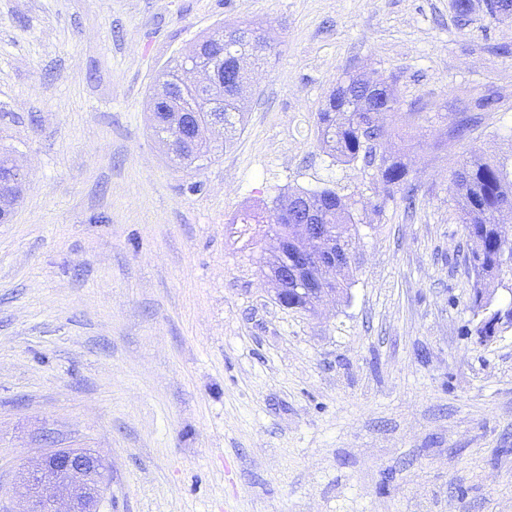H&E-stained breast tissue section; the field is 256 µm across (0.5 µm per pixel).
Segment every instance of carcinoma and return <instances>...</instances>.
<instances>
[{
    "instance_id": "carcinoma-1",
    "label": "carcinoma",
    "mask_w": 512,
    "mask_h": 512,
    "mask_svg": "<svg viewBox=\"0 0 512 512\" xmlns=\"http://www.w3.org/2000/svg\"><path fill=\"white\" fill-rule=\"evenodd\" d=\"M271 49L268 44L254 47L242 38L226 40L209 36L198 42L181 58L167 65L157 82L153 97L152 128L163 141L176 139L174 158L181 164L192 165L211 159L209 118H222L223 128L236 129L243 112L241 87L233 81L224 82V89L212 92L183 91L175 79L181 67L199 61L224 67L230 74L236 69L237 57L249 53L259 58ZM400 104L396 90L387 83H378L358 74H343L323 107L316 113L315 133L320 148L335 162L349 165L361 163L363 169L387 186L409 183V171L400 158L375 151L389 138V128L375 120L381 111H396ZM458 189L459 218L469 242L466 256L475 274L470 308L477 323L478 336H491L484 312L489 299L487 289L505 288L512 291V270L499 260V250L505 238V227L496 214L512 210V162L507 158L490 160L477 155L463 159L452 172ZM309 200L315 211L313 220L328 228L335 245L350 250L353 236L364 224L356 208L355 194H339L335 189H296L280 193L272 200L273 223L280 233H288V252L296 251L293 224L297 213ZM264 211L244 209L232 219L234 224H263ZM320 264L312 262L299 275L288 281L291 299L302 304L303 289L317 280Z\"/></svg>"
}]
</instances>
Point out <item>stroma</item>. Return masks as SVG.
Wrapping results in <instances>:
<instances>
[{
  "mask_svg": "<svg viewBox=\"0 0 512 512\" xmlns=\"http://www.w3.org/2000/svg\"><path fill=\"white\" fill-rule=\"evenodd\" d=\"M273 50L200 169L150 128L155 79L224 25ZM403 106L387 150L413 210L319 151L344 71ZM491 97L494 106L478 111ZM479 123L448 138L465 116ZM0 151L26 175L0 223V512L46 451L103 460L97 512H512V330L467 335L452 172L512 156V14L452 0H0ZM358 192L346 294L273 297L277 190Z\"/></svg>",
  "mask_w": 512,
  "mask_h": 512,
  "instance_id": "stroma-1",
  "label": "stroma"
}]
</instances>
